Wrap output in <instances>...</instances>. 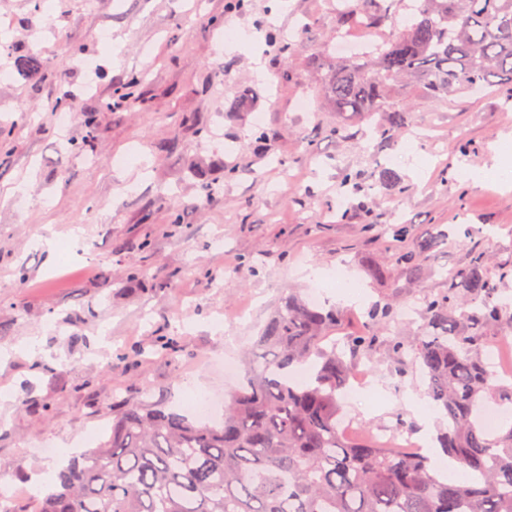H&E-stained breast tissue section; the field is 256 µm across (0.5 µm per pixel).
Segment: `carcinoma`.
<instances>
[{
  "instance_id": "cac0c4a2",
  "label": "carcinoma",
  "mask_w": 512,
  "mask_h": 512,
  "mask_svg": "<svg viewBox=\"0 0 512 512\" xmlns=\"http://www.w3.org/2000/svg\"><path fill=\"white\" fill-rule=\"evenodd\" d=\"M409 10L368 54L323 63L317 89L331 111L363 117L385 141L405 122L395 92L406 85L430 99L512 86V0H413ZM338 16L375 29L392 21L385 0H353ZM15 69L34 78L40 58ZM379 113L387 125L374 122ZM385 233L405 283L433 275L431 251L448 232L415 241L402 222ZM503 278L474 249L444 287L424 290L417 334L388 336L392 297L372 303L364 333L339 343L341 309L286 292L224 399L223 425L193 424L147 395L129 401L112 411L109 439L57 474L37 512H512V424L483 423L489 402L512 404V383L486 366L490 333H512ZM380 346L401 372L419 374L440 415L436 440L469 480L446 482L423 453L339 436L354 363Z\"/></svg>"
}]
</instances>
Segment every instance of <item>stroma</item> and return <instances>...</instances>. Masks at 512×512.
<instances>
[{
    "label": "stroma",
    "mask_w": 512,
    "mask_h": 512,
    "mask_svg": "<svg viewBox=\"0 0 512 512\" xmlns=\"http://www.w3.org/2000/svg\"><path fill=\"white\" fill-rule=\"evenodd\" d=\"M224 4L0 0V122L16 133L0 154V350L10 352L0 361V462L12 482L24 472L53 478L71 449L96 447L111 432L113 401L147 391L181 411L183 383L233 390L213 358L240 359L287 290L305 297L320 287L343 305L341 337L363 327L372 302H418L429 281L397 290V270L384 281L366 274L368 264H387L384 227L398 219L417 238L451 228L433 259L443 271L464 265L472 246L512 258V184L492 178L512 136L502 89L429 101L401 88L406 122L384 144L315 93L316 65L355 53L345 43L355 28L337 26L336 0H248L233 12ZM303 25L294 53L264 39L269 29L293 38ZM230 29L262 39L229 48ZM31 52L45 62L42 79L14 70ZM283 71L287 79L275 81ZM133 76L137 103L119 101L117 88ZM301 98L309 111H296ZM72 107L96 113L95 128L62 122ZM338 122L344 134L328 135ZM83 140L91 153L73 151ZM228 166L237 171L230 180ZM198 168L215 192L205 207ZM387 169L395 181L384 180ZM479 169L476 184L469 174ZM347 170L362 188L344 198ZM22 182L25 195L10 197ZM46 237L68 243V262H49ZM311 267L319 278L308 277ZM338 276L360 286L361 302H343ZM165 338L174 352L160 350ZM372 372L376 401L343 403V417L385 428L432 412L419 376L399 377L384 349ZM26 397L48 414L22 407ZM37 438L60 456L35 453Z\"/></svg>",
    "instance_id": "obj_1"
}]
</instances>
